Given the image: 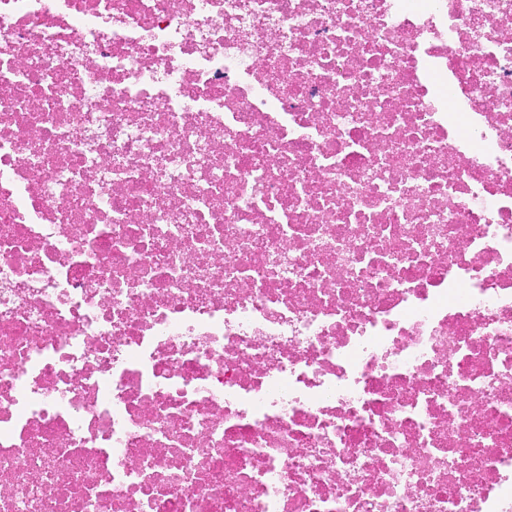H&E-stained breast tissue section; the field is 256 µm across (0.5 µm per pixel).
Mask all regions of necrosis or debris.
Returning a JSON list of instances; mask_svg holds the SVG:
<instances>
[{
    "label": "necrosis or debris",
    "instance_id": "4bbe7bcc",
    "mask_svg": "<svg viewBox=\"0 0 512 512\" xmlns=\"http://www.w3.org/2000/svg\"><path fill=\"white\" fill-rule=\"evenodd\" d=\"M0 512H512V0H0Z\"/></svg>",
    "mask_w": 512,
    "mask_h": 512
}]
</instances>
